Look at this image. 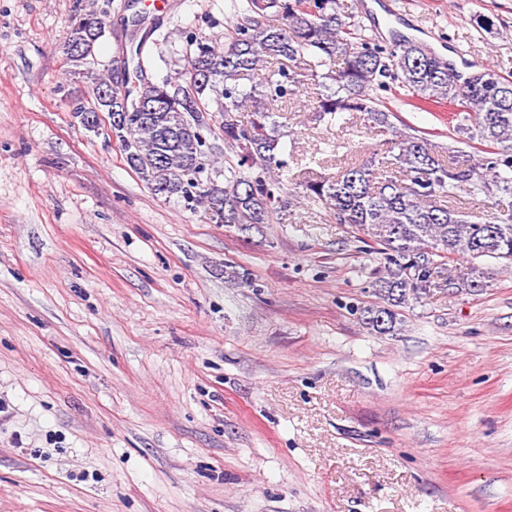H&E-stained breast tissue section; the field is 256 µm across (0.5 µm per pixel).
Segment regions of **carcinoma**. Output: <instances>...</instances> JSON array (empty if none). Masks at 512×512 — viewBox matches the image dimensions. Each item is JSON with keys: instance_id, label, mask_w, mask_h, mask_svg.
Segmentation results:
<instances>
[{"instance_id": "1", "label": "carcinoma", "mask_w": 512, "mask_h": 512, "mask_svg": "<svg viewBox=\"0 0 512 512\" xmlns=\"http://www.w3.org/2000/svg\"><path fill=\"white\" fill-rule=\"evenodd\" d=\"M107 15L71 21L63 46L65 62L79 67L108 29ZM185 83H154L139 76L135 91L120 92L112 81L94 82L92 104L77 102L71 117L86 129L97 112L132 113L107 136L121 147L128 166L151 192L189 208L203 207L210 224L246 234L268 224L290 206L277 175L288 171L279 145V119L288 103L311 86L308 110L332 123L348 115L367 117L391 133L385 156L349 164L336 175H313L297 183L304 197L330 210L368 252L385 260L372 281L377 302L359 308V320L375 335L395 331L399 308L439 287L438 269L458 262L448 287L480 292L483 262L512 263V208L472 222L456 207L459 193L493 199L512 196V81L491 68L483 79L463 82L448 61L404 35L383 45L368 35L339 0H241L237 23L222 47L187 41ZM278 68L260 73L263 63ZM424 103L448 104L463 114L462 143L495 149L482 163L455 149L443 161L426 138L401 132L392 110L376 95L387 80ZM251 81L246 88L242 81ZM216 109L208 110L209 104ZM249 112L247 123L236 113ZM220 123L224 144L239 149L224 181L207 167L208 135ZM224 279L255 287L245 268L224 264Z\"/></svg>"}]
</instances>
